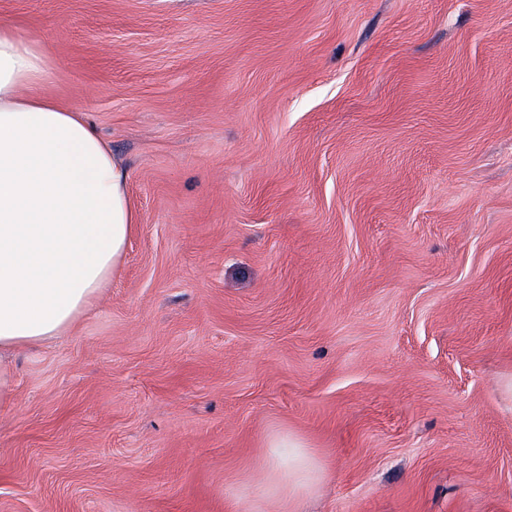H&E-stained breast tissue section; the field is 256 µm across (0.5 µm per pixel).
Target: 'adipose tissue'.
<instances>
[{
  "label": "adipose tissue",
  "instance_id": "obj_1",
  "mask_svg": "<svg viewBox=\"0 0 512 512\" xmlns=\"http://www.w3.org/2000/svg\"><path fill=\"white\" fill-rule=\"evenodd\" d=\"M53 68L38 40L0 25V405L12 352L72 331L137 222L108 143L83 112L41 94ZM270 466L292 505L320 475L295 437L277 442Z\"/></svg>",
  "mask_w": 512,
  "mask_h": 512
}]
</instances>
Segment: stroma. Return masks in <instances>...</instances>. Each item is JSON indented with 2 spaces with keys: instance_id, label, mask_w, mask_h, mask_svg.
<instances>
[{
  "instance_id": "1",
  "label": "stroma",
  "mask_w": 512,
  "mask_h": 512,
  "mask_svg": "<svg viewBox=\"0 0 512 512\" xmlns=\"http://www.w3.org/2000/svg\"><path fill=\"white\" fill-rule=\"evenodd\" d=\"M128 172L19 350L0 512H512V0H0ZM270 458L271 471L288 496V510L310 490L320 470L306 446L296 437L283 438L276 443Z\"/></svg>"
}]
</instances>
